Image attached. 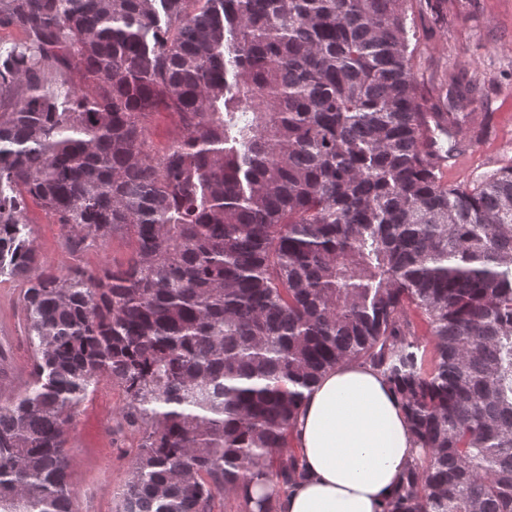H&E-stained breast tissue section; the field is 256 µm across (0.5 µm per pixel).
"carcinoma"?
<instances>
[{"label":"carcinoma","instance_id":"cac0c4a2","mask_svg":"<svg viewBox=\"0 0 512 512\" xmlns=\"http://www.w3.org/2000/svg\"><path fill=\"white\" fill-rule=\"evenodd\" d=\"M406 2L0 0L24 36L0 53V274L33 351L0 394V512H73L67 430L103 381L140 433L122 512L286 490L305 392L346 361L421 449L385 512H512V165L442 181L474 87L421 92ZM30 200L69 253L123 233L130 258L44 266ZM150 138L158 149L167 146L177 132V117L166 113L149 118Z\"/></svg>","mask_w":512,"mask_h":512}]
</instances>
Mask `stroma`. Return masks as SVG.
<instances>
[{"mask_svg": "<svg viewBox=\"0 0 512 512\" xmlns=\"http://www.w3.org/2000/svg\"><path fill=\"white\" fill-rule=\"evenodd\" d=\"M411 66L421 91L435 96L442 77L460 72L479 92L468 120L481 130L443 171L450 185H467L512 164V0H408ZM27 218L42 261L58 270L73 262L87 268L119 263L130 252L127 238L114 236L104 247L73 258L60 246V225L39 206L29 204ZM20 281L0 277V389L19 391L29 381L32 348L22 311ZM122 390L101 382L74 412L69 428L73 466L70 483L75 512H119L139 444L138 431L118 414Z\"/></svg>", "mask_w": 512, "mask_h": 512, "instance_id": "35a3bbf8", "label": "stroma"}]
</instances>
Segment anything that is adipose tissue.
<instances>
[{
  "label": "adipose tissue",
  "instance_id": "ef3b65f1",
  "mask_svg": "<svg viewBox=\"0 0 512 512\" xmlns=\"http://www.w3.org/2000/svg\"><path fill=\"white\" fill-rule=\"evenodd\" d=\"M300 450L279 512H383L419 454L405 414L372 366L347 362L308 393L292 431Z\"/></svg>",
  "mask_w": 512,
  "mask_h": 512
}]
</instances>
